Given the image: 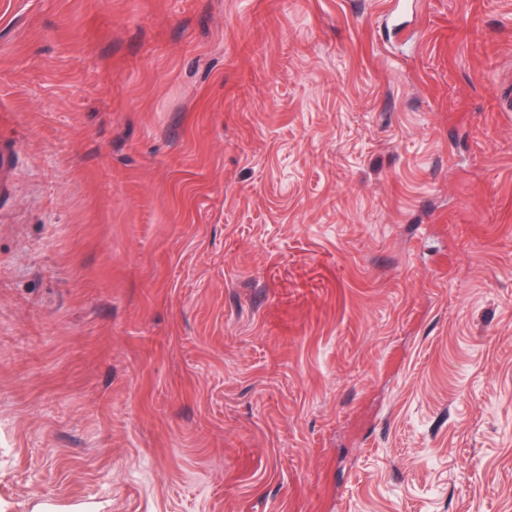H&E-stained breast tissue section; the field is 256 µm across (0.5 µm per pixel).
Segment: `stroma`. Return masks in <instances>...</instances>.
Listing matches in <instances>:
<instances>
[{"instance_id": "stroma-1", "label": "stroma", "mask_w": 512, "mask_h": 512, "mask_svg": "<svg viewBox=\"0 0 512 512\" xmlns=\"http://www.w3.org/2000/svg\"><path fill=\"white\" fill-rule=\"evenodd\" d=\"M0 0V512H512V0Z\"/></svg>"}]
</instances>
